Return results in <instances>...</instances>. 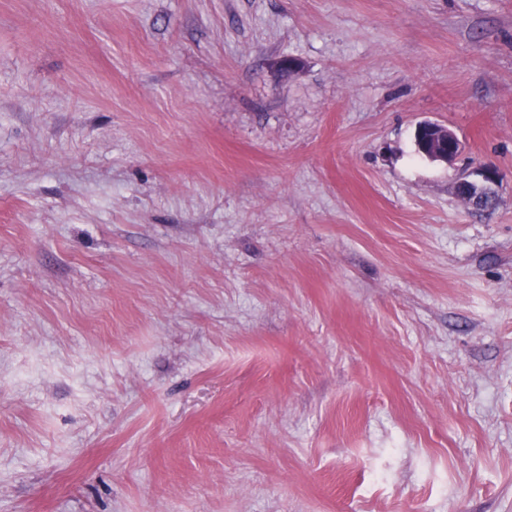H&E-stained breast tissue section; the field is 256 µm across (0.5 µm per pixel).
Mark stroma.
Masks as SVG:
<instances>
[{
  "instance_id": "35a3bbf8",
  "label": "stroma",
  "mask_w": 512,
  "mask_h": 512,
  "mask_svg": "<svg viewBox=\"0 0 512 512\" xmlns=\"http://www.w3.org/2000/svg\"><path fill=\"white\" fill-rule=\"evenodd\" d=\"M0 512H512V0H0ZM417 146L420 154L426 158L451 162L462 152L463 145L457 134L440 124L424 121L417 125ZM481 177L478 182L461 180L456 186L457 195L474 208L496 198L492 186L499 178L497 171L492 167H485L481 170Z\"/></svg>"
}]
</instances>
